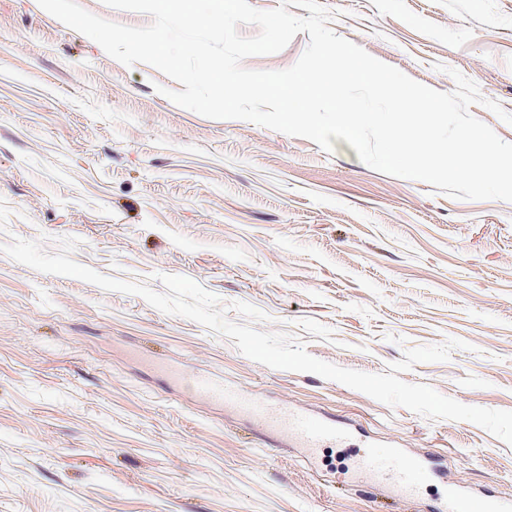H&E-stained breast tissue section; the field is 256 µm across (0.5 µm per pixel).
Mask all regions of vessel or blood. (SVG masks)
<instances>
[{"mask_svg": "<svg viewBox=\"0 0 512 512\" xmlns=\"http://www.w3.org/2000/svg\"><path fill=\"white\" fill-rule=\"evenodd\" d=\"M190 386L200 398L234 407L258 418L263 426L285 434L307 448L343 443L354 435L352 428L337 425L335 420L313 422L308 415L288 403L256 401L206 374L194 376ZM355 464L359 471L388 479L393 488L405 497L412 496L418 474L425 472L435 476L439 473L429 458L412 456L400 449L380 457L365 448L359 451ZM448 512H512V502L491 495L474 499L466 482L456 481L448 485Z\"/></svg>", "mask_w": 512, "mask_h": 512, "instance_id": "vessel-or-blood-1", "label": "vessel or blood"}]
</instances>
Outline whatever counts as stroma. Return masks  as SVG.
<instances>
[{
    "label": "stroma",
    "instance_id": "stroma-1",
    "mask_svg": "<svg viewBox=\"0 0 512 512\" xmlns=\"http://www.w3.org/2000/svg\"><path fill=\"white\" fill-rule=\"evenodd\" d=\"M330 28L441 92L451 70L512 113V0H320ZM44 11L0 0V244L17 237L163 291L188 277L266 314L312 356L369 373L406 348L467 349L405 382L512 411V203L457 200L243 120L158 93ZM205 373L356 430L350 448L266 438L198 398ZM432 456L448 477L512 499V446L312 373L278 370L142 297L38 272L0 253V512H441L354 471L355 447Z\"/></svg>",
    "mask_w": 512,
    "mask_h": 512
}]
</instances>
